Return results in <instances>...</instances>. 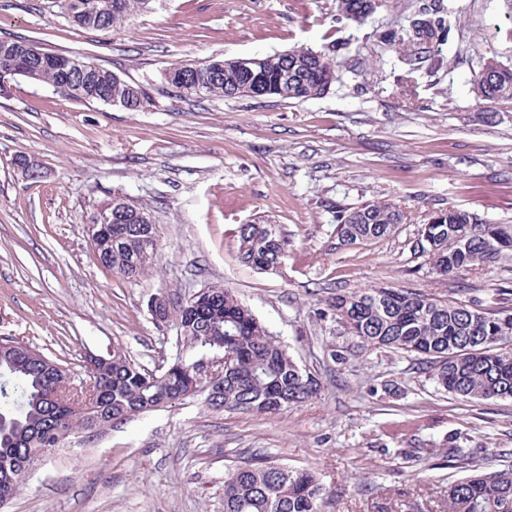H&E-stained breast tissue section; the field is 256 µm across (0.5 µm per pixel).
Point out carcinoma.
I'll use <instances>...</instances> for the list:
<instances>
[{
    "instance_id": "carcinoma-1",
    "label": "carcinoma",
    "mask_w": 512,
    "mask_h": 512,
    "mask_svg": "<svg viewBox=\"0 0 512 512\" xmlns=\"http://www.w3.org/2000/svg\"><path fill=\"white\" fill-rule=\"evenodd\" d=\"M73 23L106 29L144 9L150 0H75ZM375 12L374 0H337L336 25L362 22ZM457 21L432 0H415L407 27L383 36L399 51L405 66L402 93L417 89L423 50L445 45ZM335 50L293 49L259 57L246 67L240 59H215L192 71L164 72L173 92L205 97H235L254 84L276 85L288 74L285 100L320 97L336 80ZM73 75L41 72L42 82L57 87L68 100L105 102L110 98L139 111L144 86L116 77L90 61ZM480 100L512 99V67L494 57L483 60L472 78ZM120 224L106 225L98 254L101 265L128 279L143 275L156 254V232L143 225L150 213L128 199ZM394 202L367 203L336 216L338 238L347 243L391 236L403 223ZM239 257L259 270L283 265L288 241L274 224H243L238 230ZM413 251L427 256L446 277L490 262L512 251V224H489L474 213L440 209L421 225ZM176 314L179 335L201 357L223 359L219 373L199 381L194 363L177 359L165 371L150 375L118 347L104 361L87 369L86 382L97 391L91 405L76 410L53 396L69 381L68 369L29 347L9 341L0 348V497H15L23 480L15 473L32 470L53 448L73 438L88 441L98 431L187 398L203 395L215 411L276 414L316 397L321 385L301 368L279 340L229 289L206 288L185 304L164 301L159 323ZM318 316L336 323L357 349L414 353L433 371L444 390L470 399H512V313L477 309L453 300H437L403 289L376 286L340 292L325 301ZM329 494L314 472L297 470L262 457H248L224 476V512H324ZM447 512H512V469L482 472L448 487Z\"/></svg>"
}]
</instances>
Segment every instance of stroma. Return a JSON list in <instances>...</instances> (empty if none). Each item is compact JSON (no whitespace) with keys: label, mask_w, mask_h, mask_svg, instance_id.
Wrapping results in <instances>:
<instances>
[{"label":"stroma","mask_w":512,"mask_h":512,"mask_svg":"<svg viewBox=\"0 0 512 512\" xmlns=\"http://www.w3.org/2000/svg\"><path fill=\"white\" fill-rule=\"evenodd\" d=\"M459 19L453 42L402 95L398 52L382 35L406 25L407 0H378L364 22L335 31L336 0H151L108 30L74 25L57 0H0V39L103 65L146 82L147 112L67 100L24 78L0 91V338L27 342L85 377L82 361L122 347L151 370L196 360L177 324L149 301L232 289L289 354L321 381L317 398L276 415L207 409L202 397L152 411L48 455L7 512H224V476L239 457L315 470L336 492L329 512H440L467 476L449 461L468 449L512 467V400H470L437 386L418 356L388 350L332 362L350 337L316 316L338 292L378 284L468 305L512 309V260L439 276L414 253L421 224L457 207L512 224V99L477 100L482 58L512 66V0H440ZM328 94L186 98L161 81L175 62L325 50ZM35 158L41 176L17 170ZM123 195L150 211L158 252L127 279L97 263L89 216ZM401 205L394 235L348 244L338 211ZM278 225L281 269L238 255L242 224ZM397 381L399 392L382 389Z\"/></svg>","instance_id":"stroma-1"}]
</instances>
